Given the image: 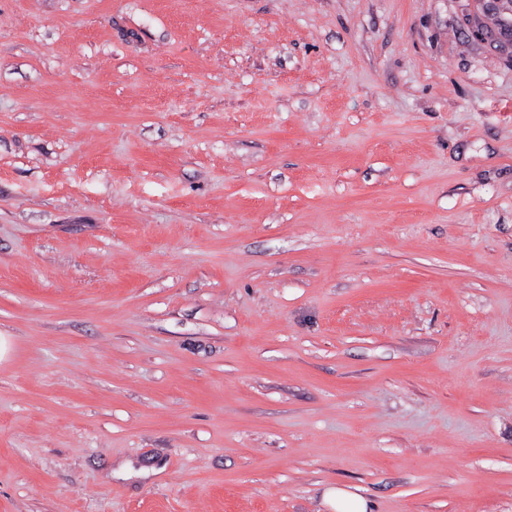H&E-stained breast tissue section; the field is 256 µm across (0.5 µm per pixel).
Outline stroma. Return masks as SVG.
<instances>
[{"label":"stroma","instance_id":"35a3bbf8","mask_svg":"<svg viewBox=\"0 0 512 512\" xmlns=\"http://www.w3.org/2000/svg\"><path fill=\"white\" fill-rule=\"evenodd\" d=\"M484 20L0 0V512H512ZM329 502L336 512H371L363 497L342 487L330 492Z\"/></svg>","mask_w":512,"mask_h":512}]
</instances>
